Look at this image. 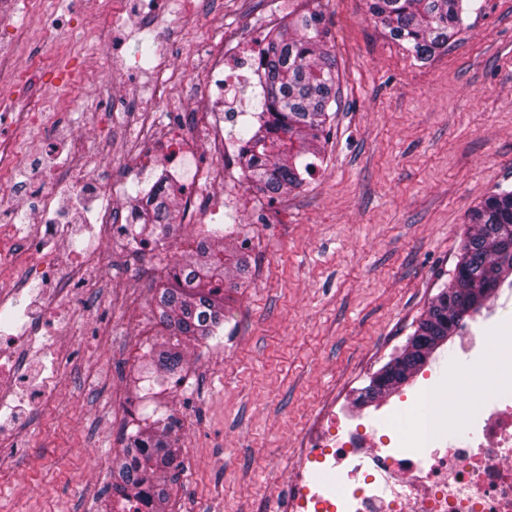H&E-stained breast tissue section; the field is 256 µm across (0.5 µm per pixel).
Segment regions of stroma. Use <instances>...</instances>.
Masks as SVG:
<instances>
[{"label": "stroma", "instance_id": "obj_1", "mask_svg": "<svg viewBox=\"0 0 512 512\" xmlns=\"http://www.w3.org/2000/svg\"><path fill=\"white\" fill-rule=\"evenodd\" d=\"M153 27L112 38L122 17L92 0H0V54L35 59L32 76L0 73V138L20 159L15 181L41 192L68 163L71 132L89 140L91 178L111 179L113 199L135 205L163 170L151 143L127 145L123 122L105 129L97 108L112 93L156 114L161 140L171 108L147 94L159 54L199 89L210 81L217 43L255 48L290 14L317 10L336 55L338 101L325 158L299 189L269 199L241 167L214 191L223 212L182 224L144 262L127 236L112 240L111 267L96 291L74 285L45 324L47 349L65 351L54 402L0 409V512H106L112 459L137 418L175 417L182 471L173 512H277L306 433L342 407L366 421L414 394L421 374L396 393L357 406L362 387L408 344L434 297L448 285L467 218L497 188H512V0H481L447 52L421 62L376 26L368 0H138ZM171 38L162 43L157 30ZM132 61L113 74L110 59ZM55 102L56 120L15 126L6 104ZM91 208L60 191L55 215L79 227L55 273L32 280L54 293L89 246ZM238 224L251 276L234 293L216 338L189 343L181 380H140L148 349L168 332L152 298L167 267L185 261L213 227ZM512 315V277L501 282L472 326L487 353L472 361L458 337L425 365L443 379L444 413L470 414L492 385L498 314ZM123 402L113 405V392Z\"/></svg>", "mask_w": 512, "mask_h": 512}]
</instances>
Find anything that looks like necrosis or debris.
<instances>
[{
	"label": "necrosis or debris",
	"mask_w": 512,
	"mask_h": 512,
	"mask_svg": "<svg viewBox=\"0 0 512 512\" xmlns=\"http://www.w3.org/2000/svg\"><path fill=\"white\" fill-rule=\"evenodd\" d=\"M192 102L184 97L170 121L169 140L154 149V157L174 165L201 149L200 134L213 131L224 98L212 97L204 111ZM68 150L73 166L57 173L54 191L36 195L30 211L36 220L47 219L55 190L91 189L96 239L76 263L90 289L103 272V242L116 229L130 230L136 218L129 208L113 204L108 182L89 180L77 167L88 151L86 137L71 134ZM71 231L68 224L51 225L54 247L47 251L15 225H0V306L22 308L28 318L19 340L0 345L1 407L9 404L11 379L41 354L42 325L58 302L54 296L32 300L25 273L34 262L52 267ZM495 382L493 398L478 403L468 417V435L456 439L450 436L451 421L441 414L444 389L434 382L402 400L377 426L329 422L309 455L318 481L289 487L297 512H512L511 354H498Z\"/></svg>",
	"instance_id": "obj_1"
}]
</instances>
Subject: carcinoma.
<instances>
[{
  "label": "carcinoma",
  "instance_id": "cac0c4a2",
  "mask_svg": "<svg viewBox=\"0 0 512 512\" xmlns=\"http://www.w3.org/2000/svg\"><path fill=\"white\" fill-rule=\"evenodd\" d=\"M374 23L401 42L417 60L448 51L474 0H369ZM327 28L315 11L300 14L269 32L254 53L262 94L258 125L235 133L239 164L253 187L273 198L298 189L321 160L337 103L336 58L327 49ZM182 188L161 174L137 207L140 245L159 243L176 230L172 199ZM471 227L453 278L431 302L409 344L365 388L376 399L408 381L433 350L448 342L468 313H477L505 274H512V190L500 189L468 216ZM225 234L212 231L201 240L193 260L169 268L155 297L168 338L152 347L158 371L179 376L187 370L182 345L208 340L224 325V291L246 284L245 247L224 246ZM122 454L112 461V496L148 503V512H169L168 474L180 466L173 424L138 420Z\"/></svg>",
  "mask_w": 512,
  "mask_h": 512
}]
</instances>
